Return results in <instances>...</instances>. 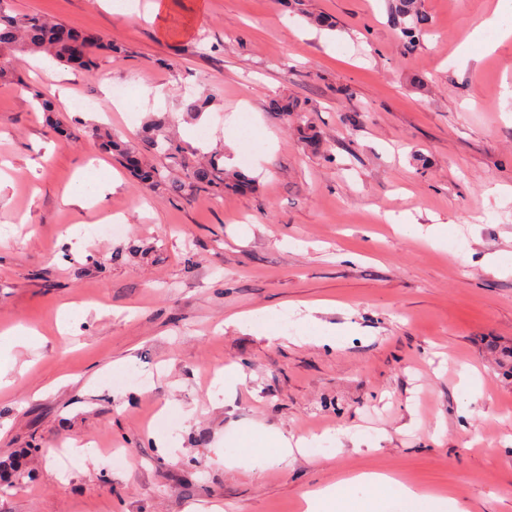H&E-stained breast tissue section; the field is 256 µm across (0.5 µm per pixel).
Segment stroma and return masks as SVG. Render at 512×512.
Listing matches in <instances>:
<instances>
[{"instance_id": "35a3bbf8", "label": "stroma", "mask_w": 512, "mask_h": 512, "mask_svg": "<svg viewBox=\"0 0 512 512\" xmlns=\"http://www.w3.org/2000/svg\"><path fill=\"white\" fill-rule=\"evenodd\" d=\"M159 2L150 20L106 0L8 2L126 55L87 73L19 53L22 84L0 83V332L43 337L13 349L0 388V512H300L305 490L362 471L469 512H512L500 354L512 348V274L481 265L512 264V199L496 192L512 187V37L483 25L499 0H421L428 31L412 48L399 0ZM123 82L151 94L116 109L110 88ZM34 89L76 142L53 138ZM203 90L204 122L184 108ZM275 99L300 113L273 111ZM161 116L258 192L141 188L92 134L140 145ZM232 121L252 146L242 159L224 143ZM306 125L320 148L302 140ZM103 161L117 186L102 203H69ZM393 212L441 225L446 245L397 232ZM109 220L121 228L105 237ZM307 305L315 323L287 341L234 321ZM323 328L335 348L315 343ZM230 363L246 382L226 395L210 371ZM151 425L173 453L146 437ZM253 425L339 440L261 471L225 463L226 441ZM358 437L379 449L354 450Z\"/></svg>"}]
</instances>
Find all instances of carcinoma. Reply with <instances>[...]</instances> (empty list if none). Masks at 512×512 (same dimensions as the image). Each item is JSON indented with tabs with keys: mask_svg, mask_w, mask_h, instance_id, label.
I'll list each match as a JSON object with an SVG mask.
<instances>
[{
	"mask_svg": "<svg viewBox=\"0 0 512 512\" xmlns=\"http://www.w3.org/2000/svg\"><path fill=\"white\" fill-rule=\"evenodd\" d=\"M7 2L0 0V55L15 50L46 53L67 67L90 72L96 68L100 55L105 53L118 60L124 54L122 46L93 32L53 22L39 14L13 15L8 12ZM399 12L408 20L403 34L413 47L427 24V17L420 11L419 0H400ZM151 126L154 131L151 150L167 159L171 168L186 170L189 182L165 175L160 168L148 163L132 140L100 129L93 130V135L102 152L117 157L139 185L150 189L182 194L189 187L194 191L207 189L215 195L223 194L226 186L242 191L256 189L255 181L248 177L224 172V166L215 156L203 162H190L185 148L165 134L161 121L155 120Z\"/></svg>",
	"mask_w": 512,
	"mask_h": 512,
	"instance_id": "carcinoma-1",
	"label": "carcinoma"
}]
</instances>
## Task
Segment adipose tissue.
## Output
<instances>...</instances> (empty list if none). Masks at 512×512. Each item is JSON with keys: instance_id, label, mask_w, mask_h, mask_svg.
<instances>
[{"instance_id": "obj_1", "label": "adipose tissue", "mask_w": 512, "mask_h": 512, "mask_svg": "<svg viewBox=\"0 0 512 512\" xmlns=\"http://www.w3.org/2000/svg\"><path fill=\"white\" fill-rule=\"evenodd\" d=\"M322 437H295L280 431L254 428L246 432L244 445L266 465L284 463L293 454H313ZM401 512H466L452 498H442L416 489L389 474L364 472L347 476L335 484L320 486L303 496V512H386L390 504Z\"/></svg>"}]
</instances>
